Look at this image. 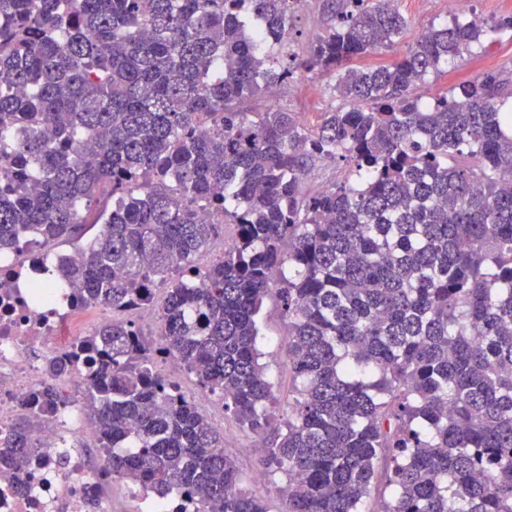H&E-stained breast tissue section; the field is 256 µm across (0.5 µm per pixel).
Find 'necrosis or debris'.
<instances>
[{
	"mask_svg": "<svg viewBox=\"0 0 512 512\" xmlns=\"http://www.w3.org/2000/svg\"><path fill=\"white\" fill-rule=\"evenodd\" d=\"M78 257L73 250L50 259L30 249L23 260L0 261V428L14 420L20 401L34 391L53 389L59 407L32 431L35 450L26 470L0 472V512H112L102 494L112 476L101 456L59 447L84 426L77 394L88 377L77 366L52 375L47 363L78 342L73 330L78 309L65 288L55 289L48 306L33 295L36 284L53 281L51 264Z\"/></svg>",
	"mask_w": 512,
	"mask_h": 512,
	"instance_id": "obj_1",
	"label": "necrosis or debris"
}]
</instances>
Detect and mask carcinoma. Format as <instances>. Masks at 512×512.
Masks as SVG:
<instances>
[{
	"label": "carcinoma",
	"instance_id": "1",
	"mask_svg": "<svg viewBox=\"0 0 512 512\" xmlns=\"http://www.w3.org/2000/svg\"><path fill=\"white\" fill-rule=\"evenodd\" d=\"M301 0H0V254L67 241L78 307L125 312L164 290V351L269 448L283 512H512V89L487 72L417 94L509 20L407 26L391 0H338L298 67L336 75L343 106L241 112L291 74L268 67ZM347 176L313 193L318 161ZM234 243L206 261L219 230ZM277 299L299 385L288 414L257 349ZM85 362L82 409L112 479L195 512H268L192 397L156 370L133 323L49 362ZM57 412L24 400L0 463H29Z\"/></svg>",
	"mask_w": 512,
	"mask_h": 512
}]
</instances>
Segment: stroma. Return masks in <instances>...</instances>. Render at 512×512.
<instances>
[{"instance_id": "1", "label": "stroma", "mask_w": 512, "mask_h": 512, "mask_svg": "<svg viewBox=\"0 0 512 512\" xmlns=\"http://www.w3.org/2000/svg\"><path fill=\"white\" fill-rule=\"evenodd\" d=\"M418 0H400L399 10L407 20V27L396 51L382 50L355 59L357 67H375L396 60L399 52L416 44L427 27L451 22L454 17L477 13L487 20L512 17V0H428L425 7H418ZM331 24L325 10L324 0H304L295 14L292 30L287 41L279 47L280 63H289L291 58H305L309 46ZM487 71L501 73L512 78V30L502 29L490 33L480 45L463 58L440 65L438 71L430 73L426 87L430 95L455 89ZM336 77L326 72L296 71L288 80L278 84L275 97L265 95L245 103L249 112H261L274 106L297 113L307 128H315L323 113L335 111L342 104L334 86ZM288 325L280 306L275 300H267L261 323L259 348L261 361L265 364L268 378L273 384L277 399L272 407L274 417H282L292 395L293 373L285 354ZM224 447L237 462L246 477L245 487L266 501L270 512H281L284 502L281 493L282 480H255L254 475L262 469L266 453L259 438L242 428L232 418L224 420Z\"/></svg>"}]
</instances>
